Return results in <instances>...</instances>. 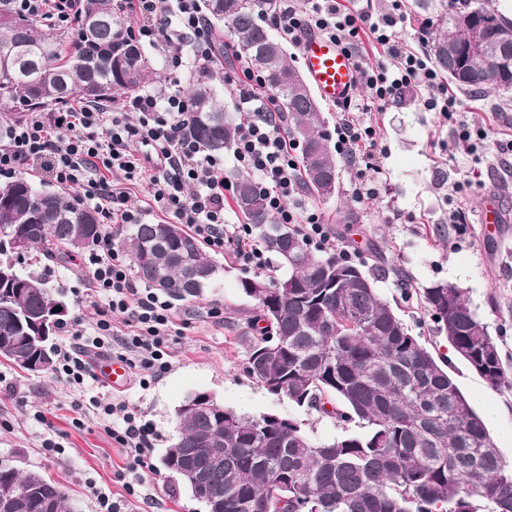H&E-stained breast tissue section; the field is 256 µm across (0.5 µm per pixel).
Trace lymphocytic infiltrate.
Segmentation results:
<instances>
[{
	"mask_svg": "<svg viewBox=\"0 0 512 512\" xmlns=\"http://www.w3.org/2000/svg\"><path fill=\"white\" fill-rule=\"evenodd\" d=\"M13 10L26 18L57 26L76 22L82 0H10ZM131 23L125 39L161 48L171 68L182 64L184 49L195 60L209 64L217 56H234L230 42H217L201 0H119ZM273 23L289 42L316 32L347 50H357L363 35H371L385 59L362 66L360 75L369 91L368 103L347 99L340 109L339 149L346 156L363 154L365 172L359 173L354 197L362 203L378 192L367 172L373 169L377 142L370 128L361 126L357 112L369 102L385 101L415 82L427 94L430 111L454 112L457 98L419 53L406 49L392 32L397 20L388 15L373 20L339 0H285ZM224 84L249 119L242 124L231 155L236 166L254 179L265 194L278 223L295 225L310 243L326 249L333 240L317 213L294 206L300 181L297 142L284 126L276 99L264 91L261 75L247 63L225 73ZM188 110L187 99L174 80L157 89L128 97L118 108L104 105L74 107L54 112H30L0 133V178H15L27 164L43 167L61 186L76 189L79 202L90 206L106 224H137L139 210L130 207L125 183L138 184L166 217L187 225L211 250L234 245L243 265L266 269L268 259L251 238L245 224L224 220V200L232 186L224 178V157L203 152L182 137L180 128ZM82 263L89 286L78 298V318L66 326L67 344L57 352L56 373L75 391L94 373L87 349L111 348L112 321L123 319L128 328L120 346L126 362L140 375L141 386L168 371L167 342L175 329L171 307L149 288L138 287L131 260L104 232L87 248ZM93 311V327L83 325V311ZM102 415L111 419L107 432L123 448L131 472H138L152 450L150 426L140 411L128 404L97 400Z\"/></svg>",
	"mask_w": 512,
	"mask_h": 512,
	"instance_id": "lymphocytic-infiltrate-1",
	"label": "lymphocytic infiltrate"
}]
</instances>
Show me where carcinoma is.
Segmentation results:
<instances>
[{"instance_id":"1","label":"carcinoma","mask_w":512,"mask_h":512,"mask_svg":"<svg viewBox=\"0 0 512 512\" xmlns=\"http://www.w3.org/2000/svg\"><path fill=\"white\" fill-rule=\"evenodd\" d=\"M279 8V0H204L207 18L224 23L238 55L256 67L279 102L288 132L301 145L303 189L327 200L336 194L340 163L329 148L319 102L283 43L258 23ZM463 15L483 24L488 49L466 60L469 77L459 81L448 68V28ZM130 23L113 0H83L73 30L47 33L0 0V105L19 114L75 98L113 103L159 82L140 44L122 39ZM500 29H512V21L485 0L441 13L428 43L434 69L464 91L509 90L494 78L499 67L512 65V44L495 41ZM190 72L182 135L209 153L228 152L239 122L224 107V72L217 63L197 62ZM235 203L281 272L267 281L240 280L244 294L256 301L252 329L259 333L249 343L246 373L262 388L268 380L280 382L289 402L308 415L336 419L343 433L319 443L309 436L308 421L269 422L222 405L205 412L191 407L179 416L177 438L162 457L168 477L182 467L204 472L201 487L190 488L193 497L221 496L206 512H512V461L496 447L446 364L376 291L384 258L375 256L367 270L371 285L364 287L354 275L357 264L313 251L294 225L277 223L250 177L236 178ZM84 222L94 228L83 249L104 231L93 211L24 178L0 186V266L13 262L20 235L29 251L47 252L52 245L72 254ZM129 252L136 277L149 288L155 287L153 276L163 277L164 294L174 301L199 299L219 273L180 224L133 225ZM198 270L208 278L193 280ZM418 295L432 330L446 337L460 360L490 386L508 384L498 343L465 289L437 284ZM54 305L63 302L40 277L16 272L12 282L0 284V344L23 335ZM52 351L46 341L23 357L6 352L4 359L30 372L34 360L53 366L47 356ZM9 487L24 491L9 512H69L58 484L40 474L0 466V490ZM281 498L288 509L279 506Z\"/></svg>"}]
</instances>
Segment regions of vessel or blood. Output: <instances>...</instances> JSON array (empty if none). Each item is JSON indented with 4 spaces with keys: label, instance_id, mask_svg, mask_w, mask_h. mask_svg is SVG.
<instances>
[{
    "label": "vessel or blood",
    "instance_id": "obj_1",
    "mask_svg": "<svg viewBox=\"0 0 512 512\" xmlns=\"http://www.w3.org/2000/svg\"><path fill=\"white\" fill-rule=\"evenodd\" d=\"M299 50L305 77L321 100L336 104L351 97L358 81L357 61L351 53L317 33L302 37ZM97 371L112 388L120 390L128 383L127 366L119 359H102Z\"/></svg>",
    "mask_w": 512,
    "mask_h": 512
}]
</instances>
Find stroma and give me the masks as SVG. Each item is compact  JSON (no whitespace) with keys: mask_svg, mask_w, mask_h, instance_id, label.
I'll return each mask as SVG.
<instances>
[{"mask_svg":"<svg viewBox=\"0 0 512 512\" xmlns=\"http://www.w3.org/2000/svg\"><path fill=\"white\" fill-rule=\"evenodd\" d=\"M442 0H404L406 21L396 24L400 42L419 53L426 44ZM423 85L413 84L398 97L374 104L359 119L370 126L381 152L375 179L379 196L356 202L352 189L358 168L340 172L338 192L328 201L302 195L301 201L328 224L337 248L356 252L359 262L372 263L382 254L389 267L376 287L434 356L449 358V373L486 421L502 454L512 458V387L489 386L464 362L454 358L444 337L433 335L430 315L417 291L435 283L467 288L473 305L500 346L505 374L512 379V156L502 147L512 142V91L459 92L453 118L426 110ZM468 128L471 152L452 143L453 130ZM462 191H455L456 183ZM496 201L501 222L486 231L478 222L480 206ZM467 215L464 233L448 218L453 211ZM221 266L213 287L200 300L174 304L180 330L167 352L171 368L148 388L128 382L115 391L101 380H87L73 395L53 372L33 374L0 361V465L35 471L57 482L71 512H98L97 493L120 503L124 512H204L184 486H173L161 465L177 437L176 410L188 396L206 392L225 407L250 415L266 412L303 418V411L267 393L245 373L248 344L253 337L247 322L256 303L246 297L240 279L249 270L232 247L215 253ZM20 268L46 281L50 291L68 307V318L88 282L80 257L56 259L25 254ZM406 275L413 295H405L398 280ZM129 401L154 430L151 455L142 470L144 482L134 492L125 485L131 476L122 448L106 432V423L92 402L104 393ZM45 423H37L34 413ZM53 437L58 451H45Z\"/></svg>","mask_w":512,"mask_h":512,"instance_id":"35a3bbf8","label":"stroma"}]
</instances>
